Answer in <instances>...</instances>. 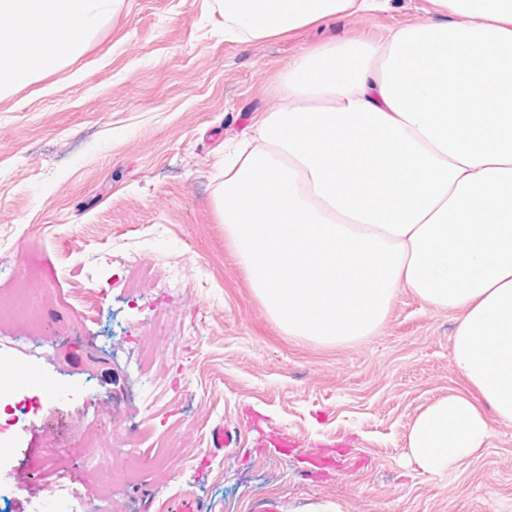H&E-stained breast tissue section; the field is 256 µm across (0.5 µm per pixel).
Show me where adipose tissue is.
<instances>
[{
  "label": "adipose tissue",
  "instance_id": "obj_1",
  "mask_svg": "<svg viewBox=\"0 0 512 512\" xmlns=\"http://www.w3.org/2000/svg\"><path fill=\"white\" fill-rule=\"evenodd\" d=\"M118 0H0V93L81 56ZM251 44L388 0H218ZM434 17L302 54L276 109L224 154L217 210L288 335L376 334L410 290L457 313L455 371L479 395L414 418L408 455L439 475L512 427V0H429Z\"/></svg>",
  "mask_w": 512,
  "mask_h": 512
}]
</instances>
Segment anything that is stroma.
I'll return each mask as SVG.
<instances>
[{"instance_id":"stroma-1","label":"stroma","mask_w":512,"mask_h":512,"mask_svg":"<svg viewBox=\"0 0 512 512\" xmlns=\"http://www.w3.org/2000/svg\"><path fill=\"white\" fill-rule=\"evenodd\" d=\"M431 17L428 0H389L242 45L215 0H121L83 57L0 96V304L34 282L40 314L0 316V358L43 379L18 388L40 406L0 432V512H158L182 491L204 512H512V427L442 477L406 458L419 410L465 387L455 314L404 290L377 335L290 336L215 204L225 144L278 106L301 54ZM219 425L229 448L211 445ZM100 431L124 447L92 449ZM266 431L295 456L262 448Z\"/></svg>"}]
</instances>
